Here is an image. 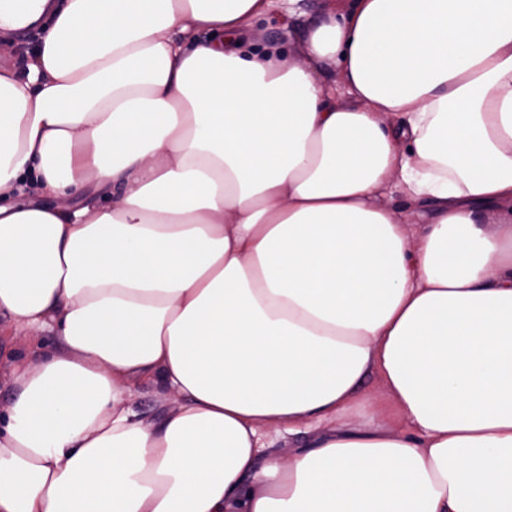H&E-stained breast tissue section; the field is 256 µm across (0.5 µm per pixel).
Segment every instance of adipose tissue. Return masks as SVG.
I'll return each mask as SVG.
<instances>
[{"mask_svg":"<svg viewBox=\"0 0 512 512\" xmlns=\"http://www.w3.org/2000/svg\"><path fill=\"white\" fill-rule=\"evenodd\" d=\"M294 2L0 9V512H512V0ZM326 4L325 0H300L297 6L303 15L298 20L297 31L291 40H288V34L277 23L260 21L255 27L253 42L257 44L284 43L286 49L290 50L298 43L302 33L322 17ZM40 37L41 30L39 28H35L34 31L24 33L17 38L12 36L9 45L4 43L1 36L0 66L7 67L19 75L23 74Z\"/></svg>","mask_w":512,"mask_h":512,"instance_id":"1","label":"adipose tissue"}]
</instances>
